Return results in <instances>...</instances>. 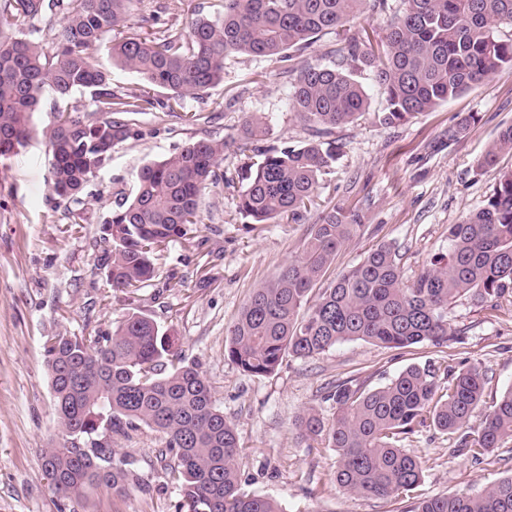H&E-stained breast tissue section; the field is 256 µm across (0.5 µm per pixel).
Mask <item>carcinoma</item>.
Returning a JSON list of instances; mask_svg holds the SVG:
<instances>
[{
	"mask_svg": "<svg viewBox=\"0 0 512 512\" xmlns=\"http://www.w3.org/2000/svg\"><path fill=\"white\" fill-rule=\"evenodd\" d=\"M214 17L198 15L179 34L143 37L128 22L155 26L158 11L146 0H0V161L16 155L33 131L44 95L92 93V110L59 111L42 131L52 167L51 194L70 209L112 152L138 135L133 115L199 96L224 81L230 53L285 58L304 53L334 33L343 46L329 64L304 59L292 77L289 109L311 139L297 146L261 149V121H246L237 151L247 169L238 214L247 224H269L307 209L322 177L339 159L333 129L356 122L369 103L358 80L371 74L385 97L375 113L393 126L426 112L512 66V0H404L384 41L351 32L367 3L387 0H219ZM106 47L112 64L138 74L146 89L118 94L93 51ZM222 141L191 140L176 152L144 164L134 191L117 202L100 225L106 244L99 267L113 289L144 288L157 274L167 247L199 222L202 196L224 183ZM512 153V126L502 130L479 161L490 167ZM362 227L359 215L333 208L311 226L302 251L271 281L254 289L229 330L227 357L243 372L274 374L284 358L305 359L354 339L383 348L427 343L441 347L453 335L448 305L467 296L492 308L512 298V171L503 174L487 202L448 225V254L433 257L405 283L396 250L380 244L315 292L342 246ZM57 414L58 441L43 450L51 489L65 499L89 487L116 491L138 484L125 462L115 461L112 437L146 426L162 434L161 454L171 457L172 478L185 512H282L264 495L241 486L238 438L224 418L205 375L185 364L173 337L151 318L129 311L112 331L84 327L44 342ZM477 364L440 385L431 365L410 366L374 389L341 383L328 392L336 404L329 420L308 409L296 420L302 438H325L336 449V483L377 498L415 492L423 471L401 442L424 414L443 434L460 435L452 452L480 462L500 456L512 441V387L467 427L484 391ZM411 512H512V476L475 495L425 497Z\"/></svg>",
	"mask_w": 512,
	"mask_h": 512,
	"instance_id": "1",
	"label": "carcinoma"
}]
</instances>
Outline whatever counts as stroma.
Masks as SVG:
<instances>
[{
	"mask_svg": "<svg viewBox=\"0 0 512 512\" xmlns=\"http://www.w3.org/2000/svg\"><path fill=\"white\" fill-rule=\"evenodd\" d=\"M288 62L233 53L224 61V81L204 98L184 97V111L199 113L189 124L168 113L136 115L140 131L115 150L86 187L84 205L54 208L51 178L40 134L55 111L91 109L83 91L44 97L34 115L36 134L19 155L0 162V512H60L63 500L49 487L42 451L58 434L43 355L47 336L77 334L85 324L108 331L129 310L155 320L175 339L185 362L198 365L231 420L242 451V488L275 499L283 512H410L413 501L363 497L340 489L336 451L325 441L303 440L296 418L312 409L324 418L336 410L326 395L342 381L373 389L411 365L434 364L438 376L481 364L483 401L470 420L478 426L502 392L512 387V303L496 311L461 297L448 308L457 338L447 346L386 349L363 340L344 341L308 359L287 358L270 376L241 371L226 353L227 334L255 288L272 280L300 252L311 224L331 208L358 212L363 228L339 251L342 272L379 243L394 245L406 280L448 249V227L486 203L512 154L496 166L478 162L499 132L512 126V67L406 123L383 127L375 112L384 97L371 78L362 85L369 112L335 129L342 154L299 218L245 225L236 210L245 185L235 141L246 119L265 122L260 146L297 145L308 131L291 112ZM222 101L223 111L212 109ZM466 133L449 138L462 117ZM225 142L224 183L205 195L199 224L170 244L152 286L135 298L113 290L98 268L99 229L117 192H131L137 171L186 142ZM182 279L171 288L169 278ZM456 439L431 420L417 425L405 447L423 466L418 496L475 494L512 475V459L476 464L454 455ZM117 460L130 462L138 485L115 493L88 490L75 512H180L182 497L168 476L162 437L140 427L115 438Z\"/></svg>",
	"mask_w": 512,
	"mask_h": 512,
	"instance_id": "35a3bbf8",
	"label": "stroma"
}]
</instances>
